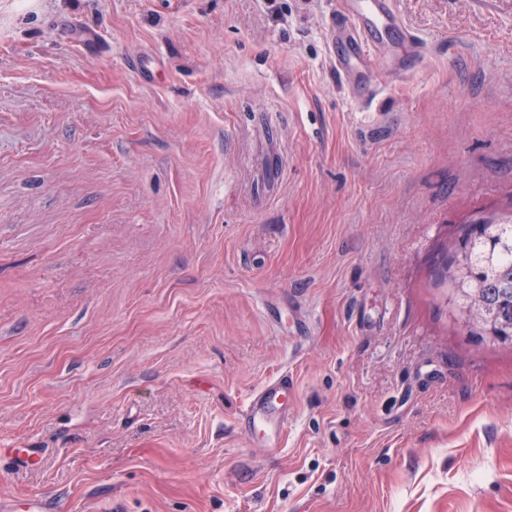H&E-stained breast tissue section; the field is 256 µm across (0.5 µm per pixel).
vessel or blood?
<instances>
[{"label": "vessel or blood", "mask_w": 512, "mask_h": 512, "mask_svg": "<svg viewBox=\"0 0 512 512\" xmlns=\"http://www.w3.org/2000/svg\"><path fill=\"white\" fill-rule=\"evenodd\" d=\"M343 5L344 18L333 27V63L339 74L370 84L379 74L403 78L415 69L425 48L406 27L394 0H343ZM387 32L400 37L390 52L382 41ZM288 390L284 376L263 384L240 415L241 431H263L268 446H278L287 418L283 400Z\"/></svg>", "instance_id": "b4317fda"}]
</instances>
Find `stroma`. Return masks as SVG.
<instances>
[{"mask_svg": "<svg viewBox=\"0 0 512 512\" xmlns=\"http://www.w3.org/2000/svg\"><path fill=\"white\" fill-rule=\"evenodd\" d=\"M395 2L362 104L340 0H0V503L512 512V344L440 277L512 210V0ZM343 5L344 18L333 26L336 72L375 88L381 73L404 78L415 69L425 48L404 24L394 0H343ZM386 32L400 37L389 53L382 41ZM288 376L270 380L253 395L239 418L240 430L250 434L262 430L269 448L281 443V434L287 418L283 399L288 395Z\"/></svg>", "mask_w": 512, "mask_h": 512, "instance_id": "stroma-1", "label": "stroma"}]
</instances>
